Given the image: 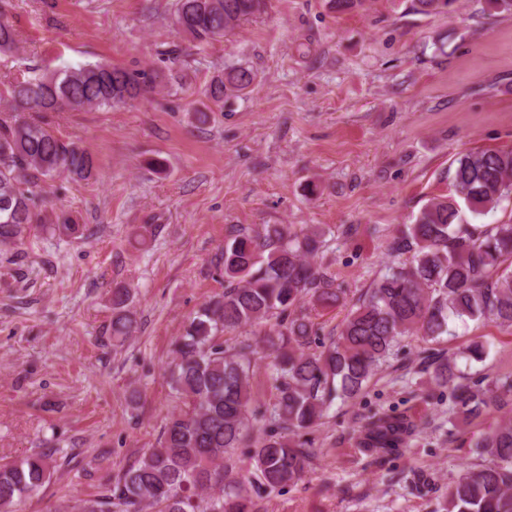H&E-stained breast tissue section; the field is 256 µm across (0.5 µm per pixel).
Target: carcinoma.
Segmentation results:
<instances>
[{
    "mask_svg": "<svg viewBox=\"0 0 512 512\" xmlns=\"http://www.w3.org/2000/svg\"><path fill=\"white\" fill-rule=\"evenodd\" d=\"M266 0H176L175 25L200 46L233 31L265 8ZM18 33L0 10V55L18 50ZM254 82L242 67L216 76L207 98L220 106L226 91ZM160 75L107 61L33 73L0 86V251L13 249L37 229L80 238L84 228L64 211L44 205L42 188L57 177L91 178L92 155L57 136L48 114L106 109L156 88ZM456 196L434 197L415 223L391 236L389 250L412 254L391 267L352 304L337 334L319 335L306 307L342 303L341 289L323 264L321 228L296 231L266 224L224 242V293L205 303L174 342L170 385L179 406L168 417L160 445L120 471L101 494L73 498L64 512H259L267 490L297 484L309 472L314 441L306 431L321 424L338 400L360 395L379 364L403 336L437 342L455 320L494 321L512 327V220L470 224L463 209L482 215L512 196V148L469 149L452 161ZM130 293L112 289V335H132ZM270 323L262 344L221 341L235 331ZM273 356L276 390L265 428L253 440V470L232 475L226 455L249 432L250 378L259 348ZM427 397L448 389V410L470 419L512 400V373L490 384L455 382V363H431ZM416 426L374 414L360 430L371 454L408 446ZM483 463L448 484L435 512H512V418L474 443ZM51 456L36 451L0 463V512L51 481Z\"/></svg>",
    "mask_w": 512,
    "mask_h": 512,
    "instance_id": "cac0c4a2",
    "label": "carcinoma"
}]
</instances>
